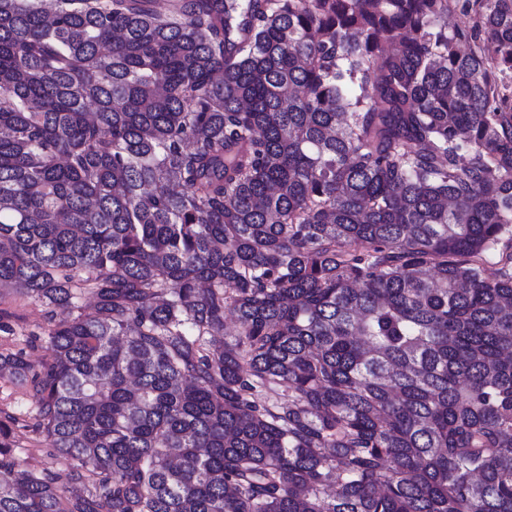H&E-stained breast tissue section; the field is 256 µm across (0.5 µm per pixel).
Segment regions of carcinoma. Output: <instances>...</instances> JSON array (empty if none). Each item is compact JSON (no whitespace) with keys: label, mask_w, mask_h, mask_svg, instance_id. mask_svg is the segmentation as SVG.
Masks as SVG:
<instances>
[{"label":"carcinoma","mask_w":512,"mask_h":512,"mask_svg":"<svg viewBox=\"0 0 512 512\" xmlns=\"http://www.w3.org/2000/svg\"><path fill=\"white\" fill-rule=\"evenodd\" d=\"M14 285L0 512H512V0H0ZM47 309L29 295L0 289V354L23 352L34 370L49 355ZM0 409L19 419L14 427V454L17 460L36 473H51L59 487L68 486L69 465L58 458L48 441L26 427L35 415L28 388L7 374L0 375Z\"/></svg>","instance_id":"cac0c4a2"}]
</instances>
